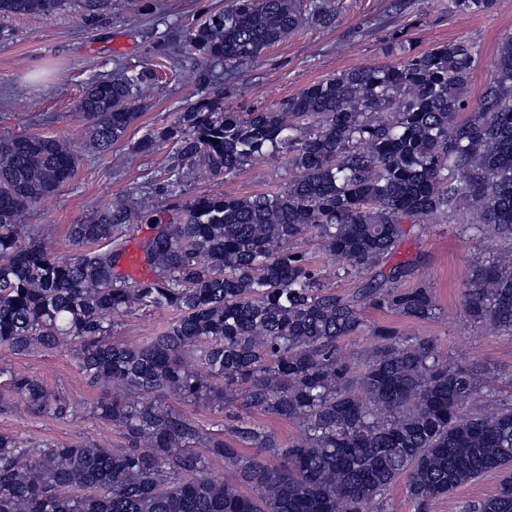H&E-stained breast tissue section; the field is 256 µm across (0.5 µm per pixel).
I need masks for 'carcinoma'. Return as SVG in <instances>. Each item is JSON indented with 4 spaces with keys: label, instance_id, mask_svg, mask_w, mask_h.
<instances>
[{
    "label": "carcinoma",
    "instance_id": "cac0c4a2",
    "mask_svg": "<svg viewBox=\"0 0 512 512\" xmlns=\"http://www.w3.org/2000/svg\"><path fill=\"white\" fill-rule=\"evenodd\" d=\"M450 2L476 15L495 0ZM65 4L0 0V16L50 17ZM305 19L330 27L336 15L324 0H232L182 48L232 74ZM388 53L397 61L343 71L272 109L229 112L201 98L140 140L141 152L174 144V184L191 174L220 179L277 153L292 179L283 190L185 203L178 222L143 247L155 278L134 285L116 274L112 243L128 224L154 222V208L140 199L70 225L80 250L62 258L26 220L72 178L76 150L57 138L0 135V347L24 355L77 345L84 380L104 390L92 413L130 441L112 449L0 434V512H386L402 475L414 512H431L493 471L502 473L496 493L464 512H512V408L462 413L476 372L448 364L430 338L363 317L367 307L436 316L430 289L395 287L411 264L396 262L346 294L325 285L312 257L290 251L309 234L343 273L366 275L392 259L403 224L465 210L468 228H492L511 245L473 266L464 312L512 335V37L466 118L475 43L417 52L399 35ZM140 93L141 77L124 70L93 82L76 105L84 147L112 152L140 116ZM159 309L175 317L149 342L109 341L124 318ZM367 331L378 344L356 368L337 342ZM0 385L35 413H74L37 377L0 367ZM164 396L220 412L240 399L300 424L302 435L285 444L241 418L207 431ZM213 460L232 478L208 476Z\"/></svg>",
    "mask_w": 512,
    "mask_h": 512
}]
</instances>
